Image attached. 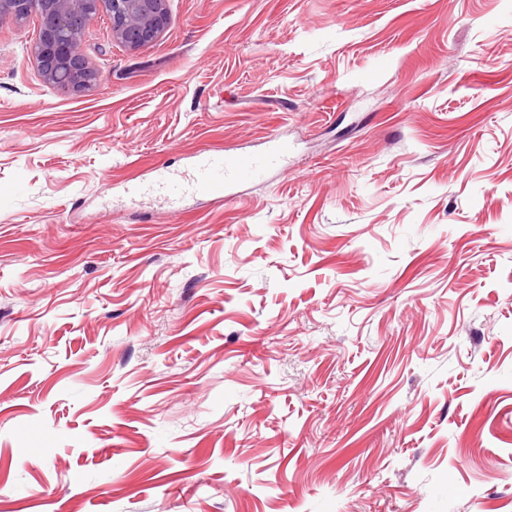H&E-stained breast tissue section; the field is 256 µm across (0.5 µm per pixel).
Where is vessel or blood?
Segmentation results:
<instances>
[{"mask_svg": "<svg viewBox=\"0 0 512 512\" xmlns=\"http://www.w3.org/2000/svg\"><path fill=\"white\" fill-rule=\"evenodd\" d=\"M284 152V146L275 142L265 152L255 155L199 153L194 157L190 177L177 176L160 166L155 168L152 181L143 184L140 191L163 195L173 204L180 203L190 193L226 198L239 184L281 168Z\"/></svg>", "mask_w": 512, "mask_h": 512, "instance_id": "b4317fda", "label": "vessel or blood"}]
</instances>
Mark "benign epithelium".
Segmentation results:
<instances>
[{"instance_id":"benign-epithelium-1","label":"benign epithelium","mask_w":512,"mask_h":512,"mask_svg":"<svg viewBox=\"0 0 512 512\" xmlns=\"http://www.w3.org/2000/svg\"><path fill=\"white\" fill-rule=\"evenodd\" d=\"M153 4L147 11L143 0H0V23L39 15L42 30L27 54L50 88L73 94L94 86L98 70L87 59L81 67L72 66L84 38V32L72 26V16L82 14L91 21L106 14L112 21V37L130 49H140L154 42L169 25L168 0H153Z\"/></svg>"}]
</instances>
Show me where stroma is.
Instances as JSON below:
<instances>
[{"instance_id":"obj_1","label":"stroma","mask_w":512,"mask_h":512,"mask_svg":"<svg viewBox=\"0 0 512 512\" xmlns=\"http://www.w3.org/2000/svg\"><path fill=\"white\" fill-rule=\"evenodd\" d=\"M169 10L69 95L0 25V512H512V0ZM273 142L268 149L255 155H231L226 153H199L193 156L192 174L189 179L177 176L165 167L154 169L153 180L136 188L142 194L158 193L172 204L180 203L192 194L219 196L232 195L233 189L248 180L262 178L269 171L283 169L284 145Z\"/></svg>"}]
</instances>
